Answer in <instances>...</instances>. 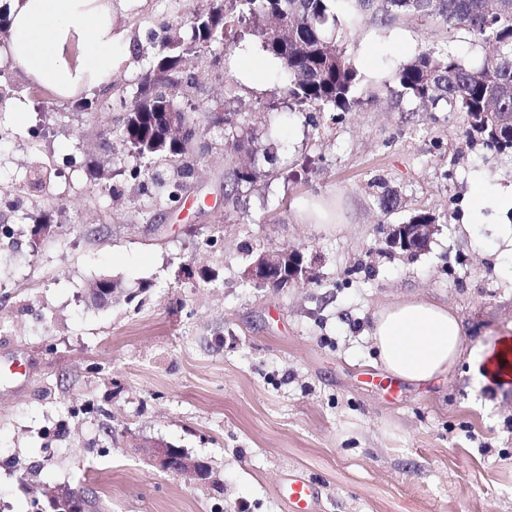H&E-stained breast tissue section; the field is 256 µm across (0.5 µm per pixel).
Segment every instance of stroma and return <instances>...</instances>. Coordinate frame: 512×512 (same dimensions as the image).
Instances as JSON below:
<instances>
[{
	"label": "stroma",
	"instance_id": "stroma-1",
	"mask_svg": "<svg viewBox=\"0 0 512 512\" xmlns=\"http://www.w3.org/2000/svg\"><path fill=\"white\" fill-rule=\"evenodd\" d=\"M185 17V0H120L134 52L85 108L53 94L14 113L30 83L0 62V224L13 230L0 235V512L60 486L98 492L108 512H288L278 487L294 472L322 512H512V383L465 361L439 384L367 378L372 316L404 296L450 306L468 347L512 337L503 219L467 223L474 179L511 188L512 155L466 137L461 113L400 96L393 71L427 39L414 21L353 33L375 97L339 116L291 105L280 61L250 35L190 59L199 84L175 105L247 114L260 176L234 189L245 156L202 116L196 175L169 202L172 167L132 180L140 161L106 146L102 120L121 124ZM255 61L244 82L239 63ZM303 199L335 201L337 224L299 223ZM420 212L437 218L427 249L390 252L391 228ZM246 243L302 249L310 282L245 287ZM105 276L121 291L99 308L88 291ZM156 442L207 462L222 492L160 470Z\"/></svg>",
	"mask_w": 512,
	"mask_h": 512
}]
</instances>
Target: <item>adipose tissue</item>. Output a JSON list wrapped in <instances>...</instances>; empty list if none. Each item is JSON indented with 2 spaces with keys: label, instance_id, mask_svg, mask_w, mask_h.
I'll list each match as a JSON object with an SVG mask.
<instances>
[{
  "label": "adipose tissue",
  "instance_id": "adipose-tissue-1",
  "mask_svg": "<svg viewBox=\"0 0 512 512\" xmlns=\"http://www.w3.org/2000/svg\"><path fill=\"white\" fill-rule=\"evenodd\" d=\"M112 16V0H12L11 68L63 98L110 85L121 63ZM368 336L378 364L416 386L446 379L464 359L497 381H512V337L467 350L455 312L421 296L379 309Z\"/></svg>",
  "mask_w": 512,
  "mask_h": 512
}]
</instances>
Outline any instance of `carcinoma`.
<instances>
[{
	"label": "carcinoma",
	"mask_w": 512,
	"mask_h": 512,
	"mask_svg": "<svg viewBox=\"0 0 512 512\" xmlns=\"http://www.w3.org/2000/svg\"><path fill=\"white\" fill-rule=\"evenodd\" d=\"M404 18L426 30H465L486 53L481 65L472 66L448 44L429 41L393 72L400 95L428 111L446 106L462 113L466 134H479L499 154L512 153V124L507 122L512 116V0H203L187 13L190 38L175 35L163 41L142 75L120 129L124 150L168 161L178 177L169 194L173 199L195 175L185 157L195 142L196 110L184 112L182 136L168 137L164 127L166 113L176 110L175 97L195 85L196 77L186 74L187 56L240 33L257 36L263 50L281 62L282 79L299 110L351 112L374 94L362 85L345 40L336 38V26L352 29L368 20L385 27ZM214 122L236 130L232 147L244 149L247 113L216 115ZM258 176L255 164H244L235 171V184H252ZM118 287L117 281L100 278L91 295L107 306ZM77 493L79 512H99L93 492Z\"/></svg>",
	"instance_id": "carcinoma-1"
}]
</instances>
